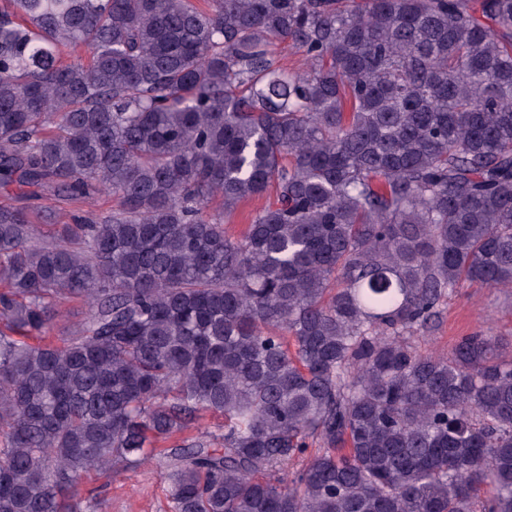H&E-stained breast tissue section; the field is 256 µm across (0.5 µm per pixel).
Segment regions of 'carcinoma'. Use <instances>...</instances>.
Here are the masks:
<instances>
[{"label":"carcinoma","instance_id":"cac0c4a2","mask_svg":"<svg viewBox=\"0 0 512 512\" xmlns=\"http://www.w3.org/2000/svg\"><path fill=\"white\" fill-rule=\"evenodd\" d=\"M5 2L0 187L118 204L0 206V512H82L202 412L171 512H512V361L410 342L512 288V0ZM5 199L19 207L29 209L56 210L63 212L66 210L70 214L76 216H90L94 219L101 220L110 215L112 206L115 204L112 197L100 196L89 200L87 204H69L66 201L59 200L53 195V192L39 193L36 199L22 194L16 187H9L7 190L0 189V203ZM268 201V197H252L242 203L240 207L230 217L224 218V224H229L230 232L238 234L246 224L250 223V219L255 210L263 207ZM192 427L183 433L173 435L167 443H158L156 448H166L172 444H180L185 439L191 440L199 436L200 431H210L213 435L220 436L224 433V418L216 414L210 415L206 421L199 425V429H197V425H192Z\"/></svg>","mask_w":512,"mask_h":512}]
</instances>
